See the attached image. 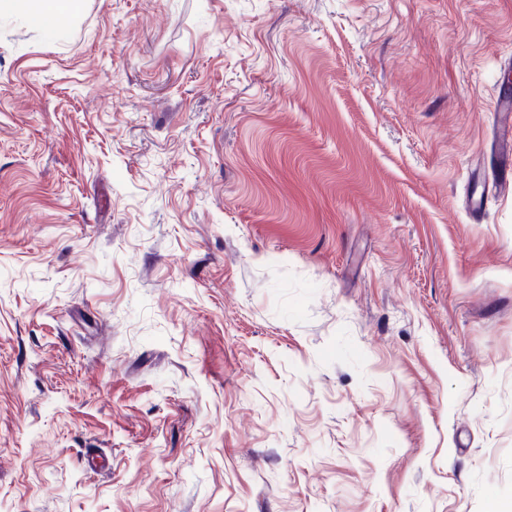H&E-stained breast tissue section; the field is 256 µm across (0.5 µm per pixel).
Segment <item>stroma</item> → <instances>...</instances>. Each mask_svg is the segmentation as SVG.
Masks as SVG:
<instances>
[{
    "mask_svg": "<svg viewBox=\"0 0 512 512\" xmlns=\"http://www.w3.org/2000/svg\"><path fill=\"white\" fill-rule=\"evenodd\" d=\"M510 71L512 0L0 21V512L512 500Z\"/></svg>",
    "mask_w": 512,
    "mask_h": 512,
    "instance_id": "stroma-1",
    "label": "stroma"
}]
</instances>
